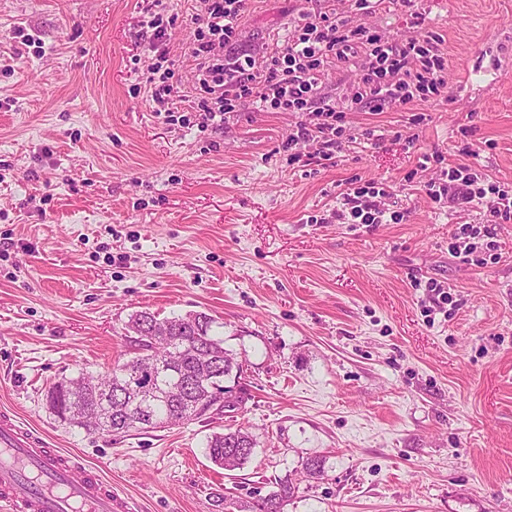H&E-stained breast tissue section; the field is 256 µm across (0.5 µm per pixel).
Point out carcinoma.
<instances>
[{"mask_svg":"<svg viewBox=\"0 0 512 512\" xmlns=\"http://www.w3.org/2000/svg\"><path fill=\"white\" fill-rule=\"evenodd\" d=\"M217 321L205 313L158 318L139 312L131 316L129 332L135 334L131 343L141 354L128 361L117 363L103 372L83 371L75 379L62 378L49 386L47 399L51 413L57 407L73 412L68 425L96 431L102 436H116L139 430L136 415L139 411L123 413L119 385L126 382L125 370L135 368L142 356L150 357L158 367L182 360V368L192 372L200 368L209 370L210 379L198 386L189 381L182 383L181 391L168 397H157L149 402V416L153 428H166L187 421L184 412L202 418L208 406L226 397L236 386L240 387L238 399L227 400L224 408L235 411L248 401L247 370L235 354L224 347V338L214 332ZM165 326L169 335L157 336L154 328ZM255 441L241 428L214 433L207 438L206 456L220 468L232 470L246 464L254 454ZM298 491L289 479L277 482V490L257 500L255 512H283V507Z\"/></svg>","mask_w":512,"mask_h":512,"instance_id":"1","label":"carcinoma"}]
</instances>
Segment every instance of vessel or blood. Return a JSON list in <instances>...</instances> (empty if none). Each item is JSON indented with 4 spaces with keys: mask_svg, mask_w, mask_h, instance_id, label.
Wrapping results in <instances>:
<instances>
[{
    "mask_svg": "<svg viewBox=\"0 0 512 512\" xmlns=\"http://www.w3.org/2000/svg\"><path fill=\"white\" fill-rule=\"evenodd\" d=\"M106 480L0 416V512H121Z\"/></svg>",
    "mask_w": 512,
    "mask_h": 512,
    "instance_id": "obj_1",
    "label": "vessel or blood"
}]
</instances>
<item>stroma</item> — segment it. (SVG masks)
<instances>
[{
  "label": "stroma",
  "instance_id": "obj_1",
  "mask_svg": "<svg viewBox=\"0 0 512 512\" xmlns=\"http://www.w3.org/2000/svg\"><path fill=\"white\" fill-rule=\"evenodd\" d=\"M420 7L448 56L441 96L347 113L340 151L311 143L295 162L298 113L245 102L223 127L182 123L201 95L197 0H0V412L97 469L127 512H224V493L252 512L284 477V512H512V220L497 258L467 261L449 245L484 205L421 190L467 142L512 190V0ZM331 8L348 2L246 0L235 49L264 54L298 13ZM155 11L174 21L158 52ZM162 59L186 98L168 119L148 83ZM358 179L407 221L341 223ZM429 280L451 303H429ZM142 311L223 323L245 406L124 437L56 420L48 387L128 359ZM239 427L255 454L227 471L206 439Z\"/></svg>",
  "mask_w": 512,
  "mask_h": 512
}]
</instances>
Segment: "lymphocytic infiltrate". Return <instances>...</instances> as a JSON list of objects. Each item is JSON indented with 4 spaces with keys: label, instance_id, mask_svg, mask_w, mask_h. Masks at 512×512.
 <instances>
[{
    "label": "lymphocytic infiltrate",
    "instance_id": "obj_1",
    "mask_svg": "<svg viewBox=\"0 0 512 512\" xmlns=\"http://www.w3.org/2000/svg\"><path fill=\"white\" fill-rule=\"evenodd\" d=\"M386 1L411 17L410 34L389 38L375 27L353 23V16L374 12ZM200 4L188 50L204 92L196 105L202 127L223 126L243 101L254 98L268 109L307 113V120L290 137V145L316 141L330 149L343 134L347 111H405L415 99L440 95L445 86L448 64L439 49L440 39L425 29L415 0H352L348 16L333 9L301 15L293 35L260 56L228 51L245 0H200ZM355 54L361 57L356 92L348 106L330 103L320 94L322 75L332 59L345 60ZM424 190L430 199H445L460 209L477 200L487 206L489 223L459 227L455 254L471 255L473 238L492 237L493 225L512 220V192L479 186L469 164L448 167L439 180L426 182ZM381 193L372 181L351 188L345 196L351 217L363 224L385 223L386 211L376 202Z\"/></svg>",
    "mask_w": 512,
    "mask_h": 512
}]
</instances>
